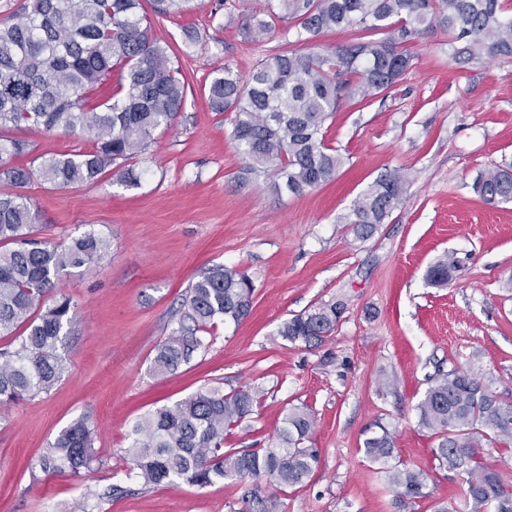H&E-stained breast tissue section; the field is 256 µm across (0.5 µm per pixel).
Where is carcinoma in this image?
I'll return each mask as SVG.
<instances>
[{
    "instance_id": "cac0c4a2",
    "label": "carcinoma",
    "mask_w": 512,
    "mask_h": 512,
    "mask_svg": "<svg viewBox=\"0 0 512 512\" xmlns=\"http://www.w3.org/2000/svg\"><path fill=\"white\" fill-rule=\"evenodd\" d=\"M185 0H154L158 16L183 9ZM272 15L294 19L318 36L353 29L355 41L323 52L282 51L260 61L245 77L226 69L207 94L216 112L234 113L232 139L251 172L275 171L273 184L296 196L332 181L343 164L324 139L326 121L346 98L365 99L393 86L411 67L403 45L439 29L453 57H512V18L501 0H278ZM189 85L154 33L142 0H23L20 15L0 20V129L29 127L46 133L79 132L92 147L58 154L37 168L10 163L27 155L21 138H0V184L23 188L33 177L55 188L99 180L112 171L126 185L139 180L130 161L142 155L153 132L171 125ZM406 178L390 172L371 184L344 223L357 237H371L401 202ZM487 204L512 201V166L483 172L472 186ZM39 215L27 198L0 191V405L50 392L66 369L60 353L75 318L72 301L46 305L60 272L107 254V239L86 232L64 247L35 237ZM458 269L443 256L428 271L436 286ZM252 282L233 267L216 266L191 284L177 327L155 349L153 370L168 373L204 346L203 333L218 320L240 322L251 312ZM343 306L314 305L284 322L278 334L292 344H321L336 327ZM21 333H16L17 329ZM249 390L205 388L144 415L132 428L126 477L143 487L210 486L226 479L303 484L319 455L303 443L312 414L294 408L283 419L285 447L263 452L224 448V432L253 411ZM418 426L435 438L438 469L455 475L463 508L438 502L433 512H512V484L480 456L481 443L512 447V402L473 368L439 375L417 405ZM95 433L83 417L63 428L40 456L39 475L79 479L93 468ZM373 463L394 457L392 434L381 428L363 442ZM388 482L408 499L427 497L431 475L421 468L386 470ZM252 512H273L274 500L258 489L244 493Z\"/></svg>"
}]
</instances>
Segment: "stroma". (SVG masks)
Listing matches in <instances>:
<instances>
[{
	"label": "stroma",
	"mask_w": 512,
	"mask_h": 512,
	"mask_svg": "<svg viewBox=\"0 0 512 512\" xmlns=\"http://www.w3.org/2000/svg\"><path fill=\"white\" fill-rule=\"evenodd\" d=\"M274 0H190L156 33L189 94L173 125L156 130L136 160L140 182L112 175L57 189L33 180L22 193L39 214L44 241L69 244L92 231L111 243L101 259L60 273L59 293L76 318L55 388L0 407V512H74L88 492L125 481L134 423L149 411L218 385L248 389L257 403L226 436L236 450L280 447L288 410L308 408L307 441L320 463L307 483L261 493L276 512H432L458 491L432 455L417 405L439 373L475 365L512 401V202H480L471 184L512 163V58H451L448 37L432 31L407 44L412 66L391 88L352 99L325 124L326 143L344 159L334 180L303 195L274 192L273 174L248 171L231 137L233 113L212 111L211 79L224 69L248 75L282 49L315 51L351 42L354 30L310 36L297 21L263 40L248 27ZM198 34L185 40L186 31ZM35 155L89 150L88 139L19 128ZM399 170L400 205L374 235L358 239L343 218L366 188ZM460 263L447 286L427 281L441 256ZM224 265L252 280L253 303L240 322L217 321L207 346L176 371L151 360L176 326L192 282ZM340 301L332 335L307 347L282 339V322L317 302ZM97 432L98 462L84 477L33 481L30 467L76 418ZM394 436V464L433 472L423 499L402 498L361 446L377 426ZM250 480L197 487L131 484L102 512H242Z\"/></svg>",
	"instance_id": "1"
}]
</instances>
